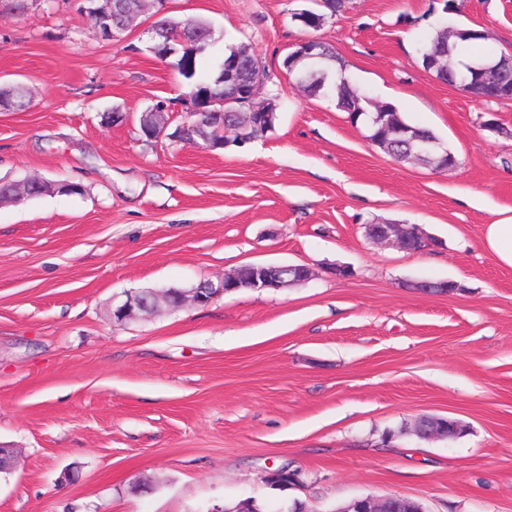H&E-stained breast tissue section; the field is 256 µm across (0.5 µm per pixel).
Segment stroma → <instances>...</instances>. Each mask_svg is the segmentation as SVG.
Returning a JSON list of instances; mask_svg holds the SVG:
<instances>
[{"label":"stroma","mask_w":512,"mask_h":512,"mask_svg":"<svg viewBox=\"0 0 512 512\" xmlns=\"http://www.w3.org/2000/svg\"><path fill=\"white\" fill-rule=\"evenodd\" d=\"M453 3L349 0L312 30L293 19L312 0H147L108 41L86 0H0V89L24 90L22 106L0 107V180L80 187L0 205V445L18 451L0 512H210L247 497L261 512H332L366 495L512 512V268L481 246L512 215V100L458 90L418 60L445 27L512 52V0ZM161 15L210 24L194 76L155 55ZM305 39L432 128L456 166L398 164L334 99L308 96L283 67ZM241 45L268 72L271 132L214 151L142 140V112L162 101L169 127L189 120L198 81ZM384 221L419 225L424 250L365 237ZM250 263L312 275L110 317L113 298ZM423 415L466 431L406 433ZM283 466L299 484L269 486Z\"/></svg>","instance_id":"1"}]
</instances>
